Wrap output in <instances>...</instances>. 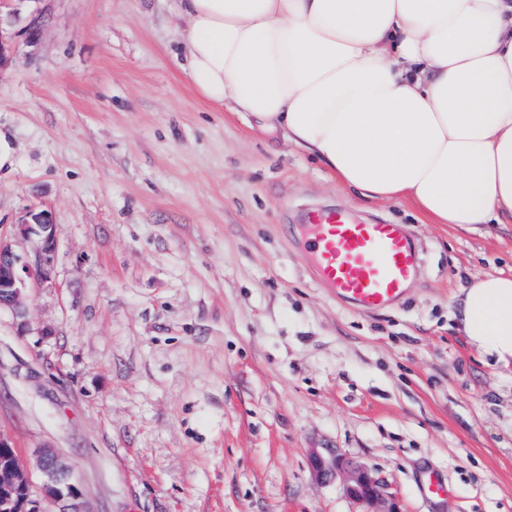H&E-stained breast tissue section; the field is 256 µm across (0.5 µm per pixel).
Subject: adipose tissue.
Instances as JSON below:
<instances>
[{"label": "adipose tissue", "instance_id": "ef3b65f1", "mask_svg": "<svg viewBox=\"0 0 512 512\" xmlns=\"http://www.w3.org/2000/svg\"><path fill=\"white\" fill-rule=\"evenodd\" d=\"M183 71L362 196L431 224L512 218V0H181ZM460 330L512 364V273L475 278Z\"/></svg>", "mask_w": 512, "mask_h": 512}]
</instances>
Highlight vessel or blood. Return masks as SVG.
Listing matches in <instances>:
<instances>
[{"label": "vessel or blood", "instance_id": "b4317fda", "mask_svg": "<svg viewBox=\"0 0 512 512\" xmlns=\"http://www.w3.org/2000/svg\"><path fill=\"white\" fill-rule=\"evenodd\" d=\"M305 233L321 280L359 310L398 300L414 272L417 254L399 225L356 224L329 212L313 215Z\"/></svg>", "mask_w": 512, "mask_h": 512}]
</instances>
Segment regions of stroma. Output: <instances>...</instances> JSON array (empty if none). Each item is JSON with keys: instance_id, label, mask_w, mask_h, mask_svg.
<instances>
[{"instance_id": "35a3bbf8", "label": "stroma", "mask_w": 512, "mask_h": 512, "mask_svg": "<svg viewBox=\"0 0 512 512\" xmlns=\"http://www.w3.org/2000/svg\"><path fill=\"white\" fill-rule=\"evenodd\" d=\"M178 0H17L0 16V236L51 212L47 283L0 313V436L56 449L91 512H364L310 457L363 463L400 512H512V367L455 299L512 270V223L367 201L180 67ZM398 224L402 298L363 312L305 252L311 212ZM445 497L424 491L430 473Z\"/></svg>"}]
</instances>
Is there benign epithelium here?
Returning a JSON list of instances; mask_svg holds the SVG:
<instances>
[{"instance_id": "1", "label": "benign epithelium", "mask_w": 512, "mask_h": 512, "mask_svg": "<svg viewBox=\"0 0 512 512\" xmlns=\"http://www.w3.org/2000/svg\"><path fill=\"white\" fill-rule=\"evenodd\" d=\"M36 235L34 258L20 253L13 242L0 239V310H8L17 320L21 333L28 331L22 299L29 283L48 279L55 249L53 221L46 210L29 212V219L15 225V237ZM40 475L38 489H33L30 472L17 449L0 436V512H91L83 493L73 480L71 467L53 448L39 450L36 461ZM311 467L324 482L346 475V491L354 500L374 505L386 504L383 512H399L384 484L368 469L328 449L311 455Z\"/></svg>"}]
</instances>
